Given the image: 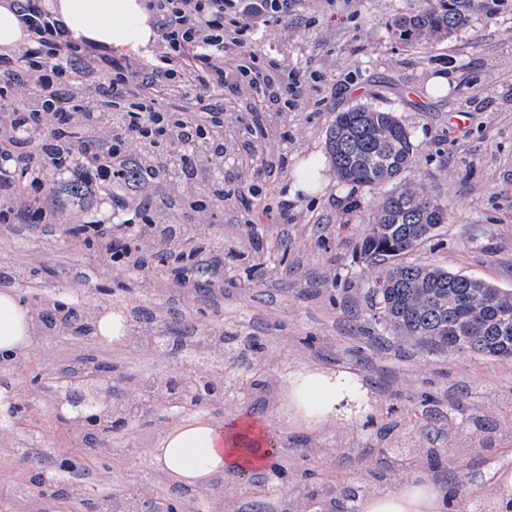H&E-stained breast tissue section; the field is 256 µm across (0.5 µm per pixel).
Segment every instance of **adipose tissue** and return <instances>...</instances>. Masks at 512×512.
Wrapping results in <instances>:
<instances>
[{
    "mask_svg": "<svg viewBox=\"0 0 512 512\" xmlns=\"http://www.w3.org/2000/svg\"><path fill=\"white\" fill-rule=\"evenodd\" d=\"M50 6L73 38L93 45L136 48L153 35L142 0H50ZM37 339L35 320L17 292L0 291V361L28 353ZM368 399L367 387L351 372L301 367L289 374L283 389L278 431L239 413L221 420L194 416L168 428L158 442L166 475L191 488L212 489L227 475L269 465L275 434H287L292 427H323L348 415L351 403ZM360 512H450V508L444 489L424 474L395 490L368 494Z\"/></svg>",
    "mask_w": 512,
    "mask_h": 512,
    "instance_id": "obj_1",
    "label": "adipose tissue"
}]
</instances>
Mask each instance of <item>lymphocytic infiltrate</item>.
Listing matches in <instances>:
<instances>
[{"label": "lymphocytic infiltrate", "instance_id": "lymphocytic-infiltrate-1", "mask_svg": "<svg viewBox=\"0 0 512 512\" xmlns=\"http://www.w3.org/2000/svg\"><path fill=\"white\" fill-rule=\"evenodd\" d=\"M30 38L0 52V224H49L52 207L105 205L110 219L74 218L66 232L104 266L153 285L147 254L168 283L190 274L223 285L224 260L186 250L232 194L225 140L261 184L288 165V146L265 151L273 117L302 108L321 78L249 52L260 28L287 22L304 0H147L153 43L138 52L73 39L46 0H15ZM87 129L88 141L71 138ZM187 201L170 208L167 196Z\"/></svg>", "mask_w": 512, "mask_h": 512}]
</instances>
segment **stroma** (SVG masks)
<instances>
[{"label":"stroma","instance_id":"obj_1","mask_svg":"<svg viewBox=\"0 0 512 512\" xmlns=\"http://www.w3.org/2000/svg\"><path fill=\"white\" fill-rule=\"evenodd\" d=\"M413 2L336 0L335 11L324 15L305 4L311 24L293 32L286 63L320 72L323 80L305 108L269 130L273 141L288 135L287 169L267 182L253 205L227 200L206 230V255L224 258L223 292L202 278L145 291L135 278L100 272L94 250L66 236L64 213L50 226L17 227L0 247V266L32 274L31 287L20 291L27 306L48 290L69 301L72 280L84 273L83 303L153 306L174 332L222 329L224 403L205 408L215 418L245 411L277 421L285 379L304 365L360 377L372 391L367 406L319 431H289L282 451L286 478L266 477L261 500L239 492L236 504L245 512H278L284 496L307 500L327 484L367 482L392 490L420 472L444 484L449 459L461 455L468 481L455 502L457 512H470L473 503L497 499L490 464L512 466V361L431 355L386 332L374 317L371 276L358 251L383 193L339 182L325 150L337 113L359 104L395 112L414 144L406 184L422 187L449 212L447 223L408 261L512 290V0H483L465 27L427 50L400 43L388 31L391 18ZM441 73L453 74L454 82L432 94L428 81ZM458 112L469 115L465 128L452 122ZM284 199L291 205L285 224L276 211ZM86 352L137 379L167 374L149 347L45 332L25 366L0 370V383L24 400L33 375ZM164 417L154 405L131 431L114 432L115 455L85 457L76 465L79 478L50 499L40 494L34 474L62 463L83 436L54 407L34 403L12 433L0 436V483L8 488L0 512H19L24 496L40 507L52 500L63 512H89L91 502L136 482L149 485L156 502L172 498L175 482L155 477L149 455ZM476 417L481 426H473ZM397 440L407 448L437 449V466L403 467L377 456L378 447ZM316 444L327 455L304 457Z\"/></svg>","mask_w":512,"mask_h":512}]
</instances>
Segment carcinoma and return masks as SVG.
<instances>
[{"label": "carcinoma", "instance_id": "obj_1", "mask_svg": "<svg viewBox=\"0 0 512 512\" xmlns=\"http://www.w3.org/2000/svg\"><path fill=\"white\" fill-rule=\"evenodd\" d=\"M477 0H418L388 24L405 44L429 48L464 27ZM326 152L344 184L376 190L401 181L413 164L409 130L393 112L357 105L336 115L326 133ZM448 211L417 188L393 190L383 197L360 252L372 281L389 287L372 292L378 319L395 336L431 351L467 352L512 360V291L433 264L419 265L404 255L430 239L446 223ZM407 463L437 456L433 448H382ZM372 490L329 486L322 499H354Z\"/></svg>", "mask_w": 512, "mask_h": 512}]
</instances>
